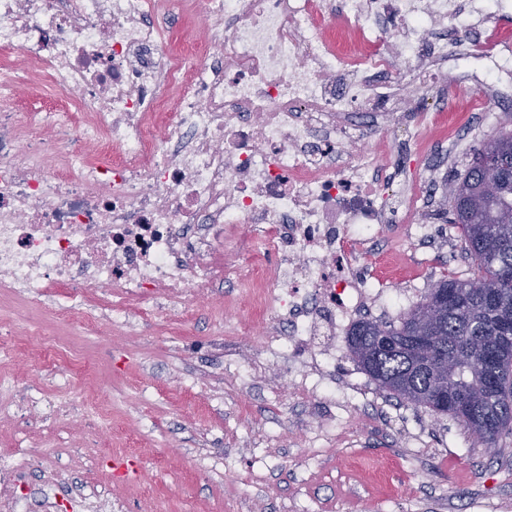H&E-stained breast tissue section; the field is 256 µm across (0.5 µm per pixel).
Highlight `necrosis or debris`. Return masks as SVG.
I'll return each instance as SVG.
<instances>
[{"label": "necrosis or debris", "instance_id": "4bbe7bcc", "mask_svg": "<svg viewBox=\"0 0 512 512\" xmlns=\"http://www.w3.org/2000/svg\"><path fill=\"white\" fill-rule=\"evenodd\" d=\"M190 0H0V289L42 303L66 288L174 304L230 280L260 293L266 365L323 358L320 396L351 398L336 338L377 286L363 267L396 241L428 242L435 177L406 176L432 148L410 83L439 106L485 83L512 107V51L470 0H200L203 39L170 51L167 18ZM45 79L52 101L22 107ZM244 256L224 264L219 241ZM30 452L0 451V512H27Z\"/></svg>", "mask_w": 512, "mask_h": 512}]
</instances>
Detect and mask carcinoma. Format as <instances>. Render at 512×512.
Returning a JSON list of instances; mask_svg holds the SVG:
<instances>
[{
	"mask_svg": "<svg viewBox=\"0 0 512 512\" xmlns=\"http://www.w3.org/2000/svg\"><path fill=\"white\" fill-rule=\"evenodd\" d=\"M512 151V132L483 140L448 188L449 223L461 232L474 272L428 289L398 323L362 318L346 342L351 359L391 397L448 416L489 448L512 434V177L483 179L491 154ZM453 292L446 305L431 297ZM426 308L436 336L419 356L405 345Z\"/></svg>",
	"mask_w": 512,
	"mask_h": 512,
	"instance_id": "cac0c4a2",
	"label": "carcinoma"
}]
</instances>
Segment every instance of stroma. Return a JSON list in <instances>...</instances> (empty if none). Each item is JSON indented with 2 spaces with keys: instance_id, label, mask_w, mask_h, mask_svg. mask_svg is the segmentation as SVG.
I'll use <instances>...</instances> for the list:
<instances>
[{
  "instance_id": "35a3bbf8",
  "label": "stroma",
  "mask_w": 512,
  "mask_h": 512,
  "mask_svg": "<svg viewBox=\"0 0 512 512\" xmlns=\"http://www.w3.org/2000/svg\"><path fill=\"white\" fill-rule=\"evenodd\" d=\"M483 93L462 85L453 106L435 113L437 135L450 141L471 128ZM471 130L425 215L438 229L432 248L401 243L384 288L418 268L429 288L469 276L460 233L444 216L448 186L477 144L512 131V112ZM67 301L62 288L40 306L0 293V322L16 339L0 377L69 407L54 422L25 408L0 414V449L35 451L65 471L70 489L123 501L128 512H512V435L491 452L450 418L391 398L349 358L345 337L334 374L358 384L355 407L314 401L299 374L252 369L268 319L232 284L188 293L163 315L102 317L90 330L60 315ZM35 322L58 344L29 336ZM82 373L80 400L69 384ZM88 400L109 414L92 448L83 445Z\"/></svg>"
}]
</instances>
